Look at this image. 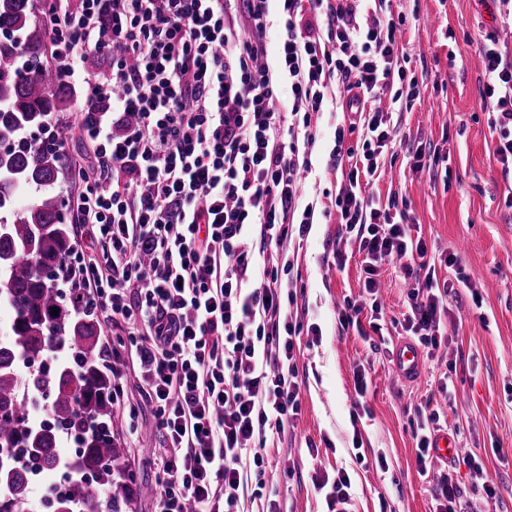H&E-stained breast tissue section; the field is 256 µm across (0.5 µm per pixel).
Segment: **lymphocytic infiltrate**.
<instances>
[{"label":"lymphocytic infiltrate","instance_id":"f902f5d3","mask_svg":"<svg viewBox=\"0 0 512 512\" xmlns=\"http://www.w3.org/2000/svg\"><path fill=\"white\" fill-rule=\"evenodd\" d=\"M50 53L63 82L85 90L78 129L94 148L77 208L101 245L82 263L97 308L123 336L109 366L114 397L135 378L164 444L156 450L155 512H242L300 410L301 333L283 308L293 236H306L315 202L317 127L338 84L363 143L335 197L355 233L380 320L383 265L424 270L402 329L434 349L449 340L448 285L406 221L367 195L394 138L373 102L405 82L396 25L362 0H49ZM320 27L304 22L307 11ZM104 67L87 74L91 58ZM493 153L512 171V61L488 34L478 52Z\"/></svg>","mask_w":512,"mask_h":512}]
</instances>
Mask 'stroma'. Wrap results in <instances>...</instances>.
I'll return each mask as SVG.
<instances>
[{"mask_svg": "<svg viewBox=\"0 0 512 512\" xmlns=\"http://www.w3.org/2000/svg\"><path fill=\"white\" fill-rule=\"evenodd\" d=\"M381 13L401 21V64L417 85L392 116L396 135L385 172L369 190L382 204L408 212L429 255H459V264L436 267L438 278L454 285L448 317L457 327L446 348L422 354L415 381L397 380L393 351L408 306V277L392 263L380 270L382 332L373 331L366 312L359 328L341 330L338 309L359 298L365 273L356 244L341 235L334 203L351 164L347 158L329 162L344 115L323 113L305 186L318 204L311 231L295 250V299L286 307L320 333L301 338V412L280 453L269 454L254 491L277 501L280 512H330L315 481L343 469L351 479L350 512H435L432 488L445 465L419 473L413 436L416 409L426 403L459 448L473 453L501 486V497L487 501L473 490L466 467H456L473 512H512V208L505 203L512 180L492 152L480 96L477 52L493 30L489 12L480 0H383ZM493 31L512 52V34L501 26ZM421 153L436 158V165L414 169ZM340 251L348 255L342 267L336 264ZM463 274L470 287L459 283ZM359 364L368 383L362 396L354 382ZM442 378L449 386L445 394L437 388ZM132 422L139 428L135 437L127 431ZM114 427L128 450L127 473L154 484L153 453L161 436L135 384L125 388ZM379 457L384 465H376Z\"/></svg>", "mask_w": 512, "mask_h": 512, "instance_id": "obj_1", "label": "stroma"}]
</instances>
